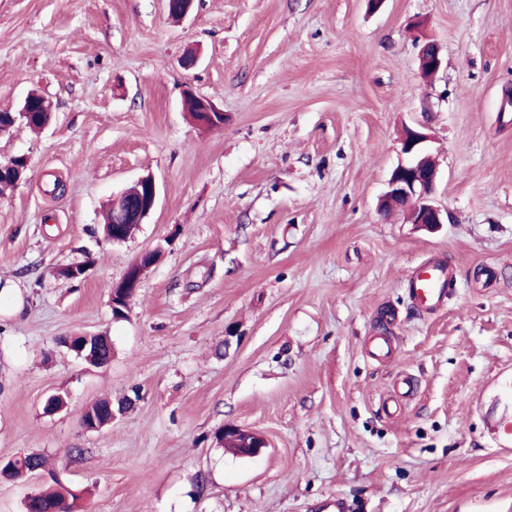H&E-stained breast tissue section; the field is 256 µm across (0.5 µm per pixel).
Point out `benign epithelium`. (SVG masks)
<instances>
[{"instance_id":"obj_1","label":"benign epithelium","mask_w":512,"mask_h":512,"mask_svg":"<svg viewBox=\"0 0 512 512\" xmlns=\"http://www.w3.org/2000/svg\"><path fill=\"white\" fill-rule=\"evenodd\" d=\"M194 0H166V9L172 17H184L192 9ZM420 70L427 74L437 73L442 65L443 58L435 43L426 41L422 44L418 54ZM185 97L197 102L201 118L198 123L207 128H218L224 124V113L215 108L212 102L198 94L192 88H187ZM430 137L427 133L408 128L400 138V161L391 171L386 181V192L381 203H392L402 200L409 205L408 217L411 223L423 226H433L445 223L448 212L434 204L432 193L437 179L436 164L432 163L427 143ZM29 165L25 155L11 157V162L0 163V174L4 169H11L12 177L21 180L23 173ZM158 198V187L155 179L142 176L120 194L113 197L112 228L110 237L114 242H123L122 225L141 224L154 209ZM151 252H143L128 269L125 277L115 284L112 289V308L120 303H127L134 295L136 288L151 267ZM236 438L241 441V455L254 457L267 447V442L259 434L233 424L224 425V439Z\"/></svg>"}]
</instances>
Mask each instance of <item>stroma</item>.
<instances>
[{
  "mask_svg": "<svg viewBox=\"0 0 512 512\" xmlns=\"http://www.w3.org/2000/svg\"><path fill=\"white\" fill-rule=\"evenodd\" d=\"M188 85L222 127L183 112ZM509 90L512 0H194L180 21L164 0H0V109L36 91L54 111L0 135V161L30 158L0 199V460L46 455L76 512H512ZM407 126L437 161L431 231L378 209ZM147 174L155 209L106 240L105 204ZM434 259L455 278L428 313L408 279ZM82 334L110 365L63 346ZM104 397L132 405L86 431ZM227 423L266 448L218 447ZM419 64L421 73L434 75L437 73L442 65L443 58L440 55V51L435 43L431 41H425L420 47L419 54ZM151 253L152 251L143 252L128 269L125 277L115 284L112 289V311L116 309L118 305H121L125 309L128 302L134 295L136 288L145 274V272L151 267ZM121 301V303L119 302ZM122 302L126 303L122 304ZM96 335H85V336H73L67 339L68 346H72V343L77 338H82L84 345L82 350L80 351L76 346L75 342L72 349H69L73 352L77 357L80 355V352H83V355H87L88 353L92 355V359L90 358V363L93 367H103L109 365L112 361V342L108 336H96ZM93 339L91 340V338ZM92 342V343H91ZM91 345L89 346V344ZM89 346V347H88ZM80 351V352H79Z\"/></svg>",
  "mask_w": 512,
  "mask_h": 512,
  "instance_id": "stroma-1",
  "label": "stroma"
}]
</instances>
